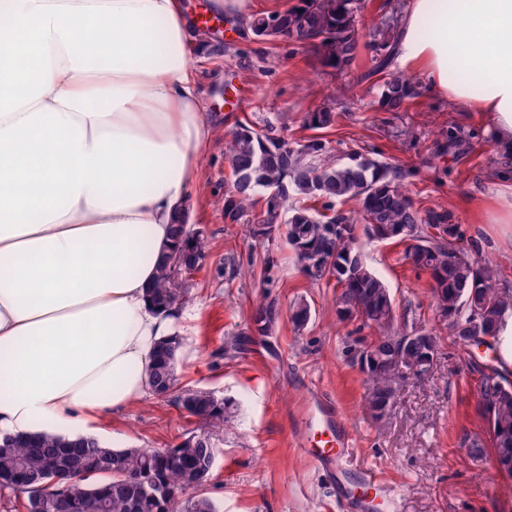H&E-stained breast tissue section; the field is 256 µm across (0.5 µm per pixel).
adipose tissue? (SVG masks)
Masks as SVG:
<instances>
[{
    "label": "adipose tissue",
    "mask_w": 512,
    "mask_h": 512,
    "mask_svg": "<svg viewBox=\"0 0 512 512\" xmlns=\"http://www.w3.org/2000/svg\"><path fill=\"white\" fill-rule=\"evenodd\" d=\"M0 20V434L69 437L144 397L180 317L149 290L209 136L195 33L181 0H0ZM399 51L512 156V0H411Z\"/></svg>",
    "instance_id": "1"
}]
</instances>
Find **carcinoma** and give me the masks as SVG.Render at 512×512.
Returning a JSON list of instances; mask_svg holds the SVG:
<instances>
[{"mask_svg": "<svg viewBox=\"0 0 512 512\" xmlns=\"http://www.w3.org/2000/svg\"><path fill=\"white\" fill-rule=\"evenodd\" d=\"M356 0H296L273 12L252 16L248 27L262 40L288 38L303 42L320 38L314 51L326 66L342 74L356 64L360 33ZM279 17L286 29L256 27L263 18ZM371 73L381 75L380 102L387 112H401L419 95L407 78L387 72L394 42L377 32ZM336 113L322 108L305 117L319 135L292 146L268 130L259 132L240 123L224 134L232 190L224 196V221L249 223L257 238L284 232L300 271L311 281L335 280L336 312L342 321L376 328L365 352L377 359L368 365V395L364 406L379 419L393 396L400 371L390 366L398 354L404 366L426 377L437 355V337L419 327L412 336L395 330L396 311L384 281L366 264L357 247L350 218L336 203L356 200L362 219L377 224L385 240L412 242L408 257L429 273L430 290L439 301L448 336L463 348L471 337L488 335L492 325L512 315V288L498 284L494 265L461 245L462 231L448 223V214L414 206L396 166L367 154L349 161L326 159L327 141L320 133L333 128ZM210 253L205 232L188 224L172 225V245L159 261L151 288L154 305L163 311L181 308L193 276ZM279 317L276 302L263 296L253 312L251 335L267 337ZM182 338L166 336L157 344L148 369L150 391L166 396L174 389V366ZM485 420L483 434L472 436L468 452L481 460L492 448L499 470L512 476V373L499 362L474 367ZM188 417L224 423L235 416V402L202 389H187L173 397ZM193 433L171 448L145 449L106 446L82 434L73 439L48 434L0 437V492L23 495L25 512H217L209 497L199 494L208 480L209 449Z\"/></svg>", "mask_w": 512, "mask_h": 512, "instance_id": "obj_1", "label": "carcinoma"}]
</instances>
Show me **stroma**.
I'll use <instances>...</instances> for the list:
<instances>
[{
  "label": "stroma",
  "mask_w": 512,
  "mask_h": 512,
  "mask_svg": "<svg viewBox=\"0 0 512 512\" xmlns=\"http://www.w3.org/2000/svg\"><path fill=\"white\" fill-rule=\"evenodd\" d=\"M182 2L191 14L209 11L214 18L207 49L191 57L210 129L191 223L203 227L211 249L175 326L184 342L175 377L178 387L235 399L238 414L209 426L186 416L172 397L150 393L99 417L96 436L114 448H166L206 430L217 456L204 493L220 512H336L335 476L306 454L328 439L309 423L308 408L316 403L341 415L352 437V473L374 469L397 488L396 506L378 498L373 512H512V477L497 470L493 455L474 460L462 445L465 435L484 430L477 376L467 351L441 322L428 274L407 258V241L373 238L359 204H343L356 219L369 267L390 289L398 329L416 325L437 337L430 375L399 377L385 416L376 421L363 406L368 384L357 362L371 328L339 320L333 284L307 279L284 235L256 241L250 225L225 223L222 207L231 186L226 131L247 121L259 131L274 126L301 143L311 135L306 114L329 107L337 119L325 137L338 161L359 151L406 171L402 184L415 206L446 211L449 223L461 227L465 246H478L497 264L501 281L512 285V235L503 225L481 223L478 210L492 204L500 172L512 171V157L498 152L484 113L450 103L428 88L419 68L397 64L392 73L410 77L419 95L405 111H383L369 49H361L347 74L337 75L310 50L238 29L232 15L213 10L212 0ZM410 5L359 0L365 41L385 24L403 23ZM266 256L273 257L272 268H264ZM264 294L280 310L272 335L228 356V338L247 332ZM301 299L311 318L298 329L290 316Z\"/></svg>",
  "instance_id": "stroma-1"
}]
</instances>
